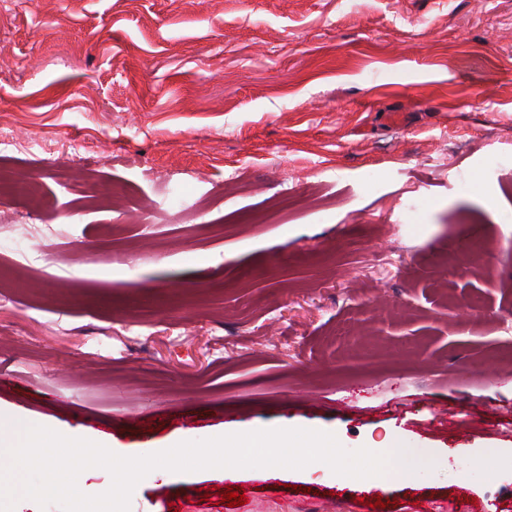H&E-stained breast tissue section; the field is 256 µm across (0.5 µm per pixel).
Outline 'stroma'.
I'll list each match as a JSON object with an SVG mask.
<instances>
[{
	"label": "stroma",
	"instance_id": "stroma-1",
	"mask_svg": "<svg viewBox=\"0 0 512 512\" xmlns=\"http://www.w3.org/2000/svg\"><path fill=\"white\" fill-rule=\"evenodd\" d=\"M5 136L49 205L0 200V432L436 456L157 469L130 512L512 504V0H0Z\"/></svg>",
	"mask_w": 512,
	"mask_h": 512
}]
</instances>
